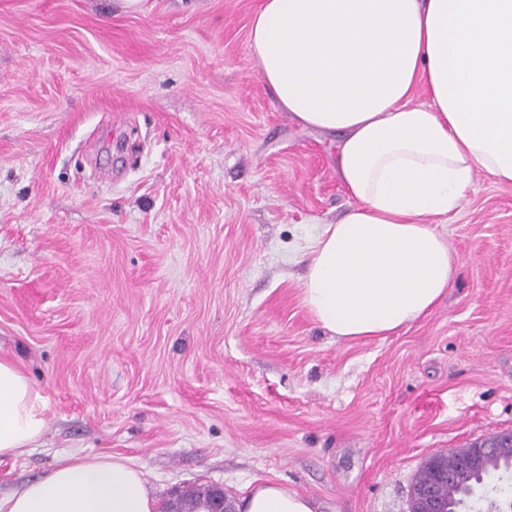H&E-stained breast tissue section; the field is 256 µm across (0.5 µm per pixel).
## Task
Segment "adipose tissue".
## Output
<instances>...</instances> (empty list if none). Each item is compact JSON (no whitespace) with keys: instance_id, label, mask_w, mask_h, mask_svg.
<instances>
[{"instance_id":"ef3b65f1","label":"adipose tissue","mask_w":512,"mask_h":512,"mask_svg":"<svg viewBox=\"0 0 512 512\" xmlns=\"http://www.w3.org/2000/svg\"><path fill=\"white\" fill-rule=\"evenodd\" d=\"M249 48L279 108L329 136L351 205L305 247L303 303L340 340L430 313L460 261L437 226L476 173L512 186V0H261ZM46 403L0 356V457L37 447ZM240 512H315L266 482ZM0 512H158L144 472L62 456Z\"/></svg>"}]
</instances>
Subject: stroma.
<instances>
[{"instance_id": "35a3bbf8", "label": "stroma", "mask_w": 512, "mask_h": 512, "mask_svg": "<svg viewBox=\"0 0 512 512\" xmlns=\"http://www.w3.org/2000/svg\"><path fill=\"white\" fill-rule=\"evenodd\" d=\"M259 2L0 0V355L47 403L0 498L108 454L161 500L408 512L429 457L512 430V186L477 175L440 225L461 266L428 315L333 338L304 246L349 200L249 50ZM315 508L308 497L271 482L255 485L237 505L239 512H315ZM211 489V485L186 487L181 493L180 508L183 510L181 512H201V508L206 509L211 498Z\"/></svg>"}]
</instances>
